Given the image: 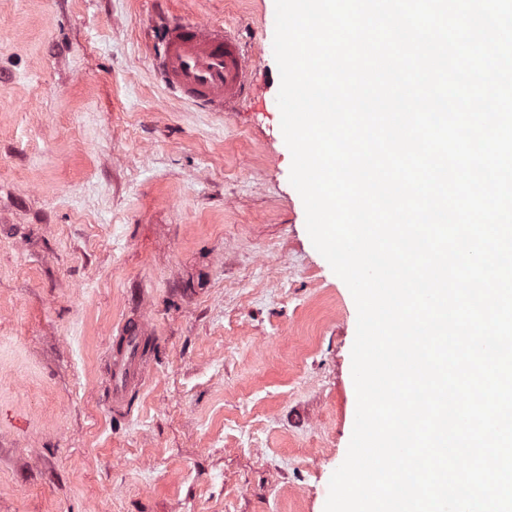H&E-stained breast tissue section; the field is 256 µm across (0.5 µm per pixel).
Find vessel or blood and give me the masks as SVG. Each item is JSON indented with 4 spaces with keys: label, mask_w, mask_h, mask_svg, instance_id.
<instances>
[{
    "label": "vessel or blood",
    "mask_w": 512,
    "mask_h": 512,
    "mask_svg": "<svg viewBox=\"0 0 512 512\" xmlns=\"http://www.w3.org/2000/svg\"><path fill=\"white\" fill-rule=\"evenodd\" d=\"M157 69L163 82L184 99L223 111L240 99L248 85L245 53L231 29L175 18L165 24ZM143 325H124L112 352L110 404L125 405L140 374Z\"/></svg>",
    "instance_id": "1"
}]
</instances>
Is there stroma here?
<instances>
[{"label": "stroma", "instance_id": "stroma-1", "mask_svg": "<svg viewBox=\"0 0 512 512\" xmlns=\"http://www.w3.org/2000/svg\"><path fill=\"white\" fill-rule=\"evenodd\" d=\"M172 15L237 32L232 111L162 83ZM274 31L275 0H0V512H324L357 309L290 182ZM142 322L137 325L125 324L118 336L112 352V389L110 405L112 409H120L126 404L127 392L136 382L140 374L141 345L146 336Z\"/></svg>", "mask_w": 512, "mask_h": 512}]
</instances>
